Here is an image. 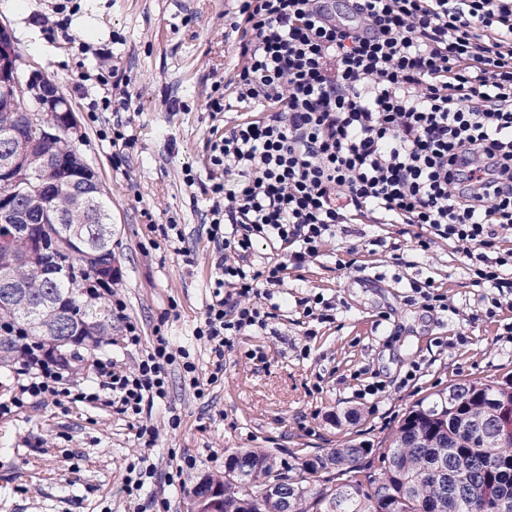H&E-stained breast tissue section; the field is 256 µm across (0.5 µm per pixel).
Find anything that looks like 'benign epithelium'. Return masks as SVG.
<instances>
[{
	"mask_svg": "<svg viewBox=\"0 0 512 512\" xmlns=\"http://www.w3.org/2000/svg\"><path fill=\"white\" fill-rule=\"evenodd\" d=\"M18 56L7 28L0 26V106L5 121L0 123V176L11 188L0 195V318L27 313L31 308L30 288L35 283L67 278L77 288V296L56 299L52 295L40 306L45 317H60L62 336L51 341L66 349L101 332L73 329L76 312L98 307L100 298L88 292L98 285L112 286L115 260L97 264L92 278H85L91 253L79 254L84 242L80 224H72V214L88 209L104 188L95 171L71 150L79 137V123L55 83L38 72L25 80L27 95L12 94L18 84ZM53 112L57 121L47 124L42 113ZM54 143L55 150L44 146ZM59 224L58 232L40 235L35 227ZM85 340L78 341L76 337ZM190 512H224V480L204 476L190 500Z\"/></svg>",
	"mask_w": 512,
	"mask_h": 512,
	"instance_id": "1",
	"label": "benign epithelium"
}]
</instances>
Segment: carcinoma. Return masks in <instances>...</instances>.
<instances>
[{"label": "carcinoma", "mask_w": 512, "mask_h": 512, "mask_svg": "<svg viewBox=\"0 0 512 512\" xmlns=\"http://www.w3.org/2000/svg\"><path fill=\"white\" fill-rule=\"evenodd\" d=\"M108 197L73 219L96 230L108 224ZM36 338L54 329L28 317L11 320ZM453 392L451 405L442 395ZM484 422V432L469 425ZM224 461V505L258 498L275 484L288 490L292 512H512V378L463 380L404 413L376 448L348 441L306 458L292 479L258 449Z\"/></svg>", "instance_id": "1"}]
</instances>
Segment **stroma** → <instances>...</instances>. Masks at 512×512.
<instances>
[{"instance_id": "1", "label": "stroma", "mask_w": 512, "mask_h": 512, "mask_svg": "<svg viewBox=\"0 0 512 512\" xmlns=\"http://www.w3.org/2000/svg\"><path fill=\"white\" fill-rule=\"evenodd\" d=\"M235 0H0V25L10 32L22 74L51 78L82 130L76 147L109 198L112 250L121 269L115 296L123 318L101 350L129 368L155 336L189 349L202 371L210 353L193 331L213 290L216 250L207 213L211 187L224 173L210 163L214 129L249 110L233 104L210 112L207 97L242 67L240 36L228 24ZM120 64L131 107L113 112L110 71ZM122 128L135 144L112 143ZM194 185H187V176ZM180 225L167 242L158 227ZM419 226L361 224L332 239L303 269L276 287L275 319L246 333L224 355V377L204 397L169 366L168 395L142 420L101 404L48 398L0 416V512H187L197 482L223 475L228 451L258 448L299 474L305 457L350 440L378 444L416 402L453 383L512 376V339L503 326L512 310L486 314L491 288L472 286L466 263L447 241L427 253L390 243ZM381 238L383 246L368 248ZM352 258L340 271L337 259ZM434 280L448 311L427 312L412 282ZM323 294L335 322L303 314L301 298ZM138 324L141 348L121 342L125 322ZM416 378H408V371ZM381 382L377 397L358 399ZM358 414L344 422L346 412ZM179 426H172V419ZM155 428L153 444L139 424ZM145 457L152 478L125 490V467ZM192 466H184V459Z\"/></svg>"}]
</instances>
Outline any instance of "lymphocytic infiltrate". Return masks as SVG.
I'll list each match as a JSON object with an SVG mask.
<instances>
[{"label":"lymphocytic infiltrate","mask_w":512,"mask_h":512,"mask_svg":"<svg viewBox=\"0 0 512 512\" xmlns=\"http://www.w3.org/2000/svg\"><path fill=\"white\" fill-rule=\"evenodd\" d=\"M241 70L209 98L263 107L264 118L225 128L211 162L231 176L216 183L209 234L236 259L217 278L194 330L213 357L201 377L188 350L157 337L133 369L93 362L97 387L120 413L140 420L165 399L166 368L180 363L197 395L224 375L237 336L272 317L255 301L304 267L353 225L420 224L413 248L438 240L468 261L471 281L512 295V0H238ZM280 244L284 262L255 265L257 242ZM493 299V307L501 301ZM18 390L0 413L63 395L59 355L19 326Z\"/></svg>","instance_id":"1"}]
</instances>
